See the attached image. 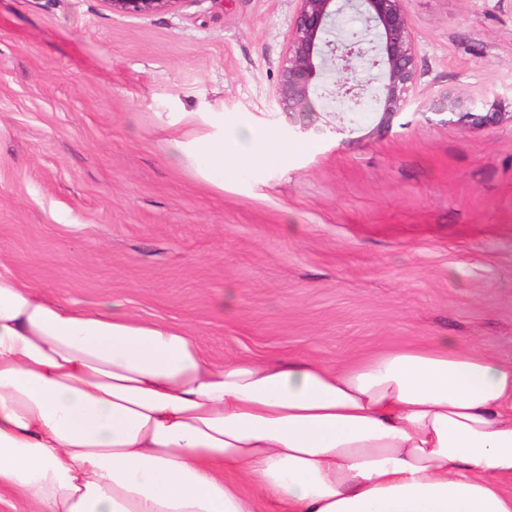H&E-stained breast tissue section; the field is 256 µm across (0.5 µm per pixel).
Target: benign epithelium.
I'll return each instance as SVG.
<instances>
[{
    "mask_svg": "<svg viewBox=\"0 0 512 512\" xmlns=\"http://www.w3.org/2000/svg\"><path fill=\"white\" fill-rule=\"evenodd\" d=\"M120 14H149L168 10L180 0H103ZM298 9L276 89L279 111L305 114L313 111V80L327 72L338 74L334 97L342 109L357 111L366 105L382 113L379 126L403 111L412 100L420 77L415 46L403 8L404 0H297ZM358 15L359 32L341 26L347 14ZM380 83L370 96L369 86ZM434 110L457 117L474 128L499 124L507 112L502 101L482 105L444 91L434 100Z\"/></svg>",
    "mask_w": 512,
    "mask_h": 512,
    "instance_id": "1",
    "label": "benign epithelium"
}]
</instances>
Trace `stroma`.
Instances as JSON below:
<instances>
[{"mask_svg":"<svg viewBox=\"0 0 512 512\" xmlns=\"http://www.w3.org/2000/svg\"><path fill=\"white\" fill-rule=\"evenodd\" d=\"M297 0H0V263L95 308L188 329L213 358L352 356L443 336L512 360V0H405L420 79L388 127L314 82L306 131L273 110ZM251 128L224 181L170 140ZM112 13L149 14L171 9L179 0H103ZM433 107L436 112H448L457 117L453 122L478 129L497 125L509 114L512 122V110L505 112L502 101L497 98L484 100L481 107H478L474 101L446 90L434 100Z\"/></svg>","mask_w":512,"mask_h":512,"instance_id":"stroma-1","label":"stroma"}]
</instances>
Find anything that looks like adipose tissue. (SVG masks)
<instances>
[{
  "mask_svg": "<svg viewBox=\"0 0 512 512\" xmlns=\"http://www.w3.org/2000/svg\"><path fill=\"white\" fill-rule=\"evenodd\" d=\"M170 147L220 181L270 142ZM1 489L31 512H512V362L448 336L217 362L184 328L0 265Z\"/></svg>",
  "mask_w": 512,
  "mask_h": 512,
  "instance_id": "1",
  "label": "adipose tissue"
}]
</instances>
